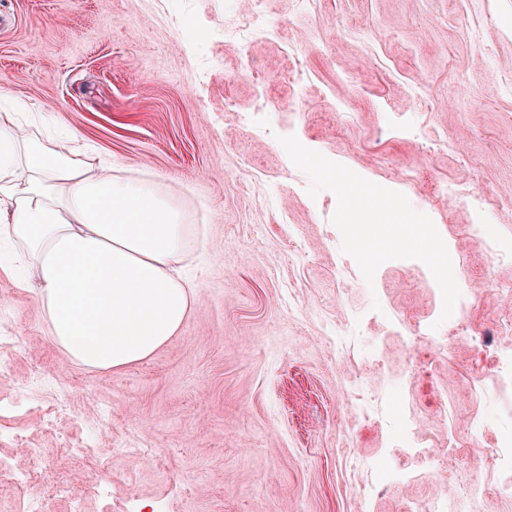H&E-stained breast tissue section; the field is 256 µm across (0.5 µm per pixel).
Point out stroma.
<instances>
[{"label":"stroma","mask_w":512,"mask_h":512,"mask_svg":"<svg viewBox=\"0 0 512 512\" xmlns=\"http://www.w3.org/2000/svg\"><path fill=\"white\" fill-rule=\"evenodd\" d=\"M0 12V92L42 115L27 136L76 130L122 175L159 182L193 227L180 267L196 284L167 344L95 371L68 361L35 292L0 271V336L21 340L0 346L12 363L0 403L30 368L46 384L39 404L0 420V457L25 469L28 449L39 454L32 484L0 477V512L23 500L72 512L55 486L77 477L83 512H415L458 492L468 461L446 450L451 416L488 409L479 381L512 330L485 282L512 286V262L487 269L486 242L460 233L469 209L435 187L490 191L488 233L512 247V0H271L278 35L245 42L225 34L224 0H0ZM266 96L282 111L244 125ZM287 134L429 216L470 298L467 334L405 396L387 395L443 455L364 501L349 459L403 456L388 420L359 414L345 390L361 380L370 395L407 370L390 317L437 319L438 285L395 260L373 283L356 267L338 279L341 234L321 207L334 194L308 195ZM357 314L375 357L338 356L321 328ZM89 427L96 453L72 455L64 433Z\"/></svg>","instance_id":"35a3bbf8"}]
</instances>
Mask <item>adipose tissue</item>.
<instances>
[{
    "label": "adipose tissue",
    "instance_id": "ef3b65f1",
    "mask_svg": "<svg viewBox=\"0 0 512 512\" xmlns=\"http://www.w3.org/2000/svg\"><path fill=\"white\" fill-rule=\"evenodd\" d=\"M190 225L157 185L95 161L77 132L48 146L0 112V239L53 342L91 370L150 357L179 330L193 283Z\"/></svg>",
    "mask_w": 512,
    "mask_h": 512
}]
</instances>
